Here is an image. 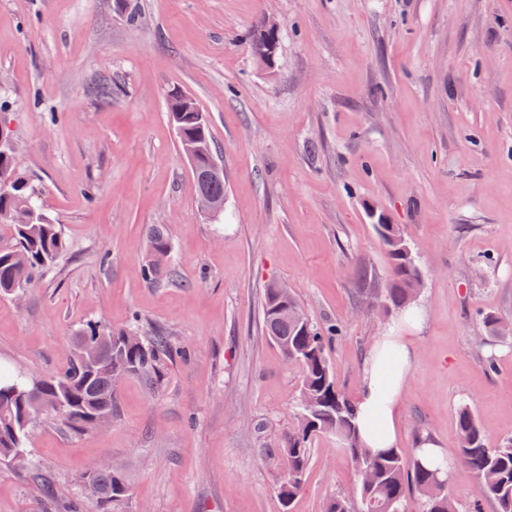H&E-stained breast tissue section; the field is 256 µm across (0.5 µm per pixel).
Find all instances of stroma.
<instances>
[{
    "instance_id": "1",
    "label": "stroma",
    "mask_w": 512,
    "mask_h": 512,
    "mask_svg": "<svg viewBox=\"0 0 512 512\" xmlns=\"http://www.w3.org/2000/svg\"><path fill=\"white\" fill-rule=\"evenodd\" d=\"M268 19L281 45L263 69L250 39ZM175 86L207 117L222 213L197 204ZM0 129L69 245L24 302L0 297V366L61 371L90 320L172 342L165 386L126 379L111 425H36L27 454L53 496L0 463V512H86L77 477L102 461L123 468L126 512H281L269 450L299 369L263 330L264 293L285 285L342 327L329 359L356 397L386 324L363 294L389 278L375 212L422 267L397 448L427 434L456 453L464 405L512 438V341L484 323H512V0H0ZM155 224L173 276L152 283ZM311 455L291 512L355 488L334 436Z\"/></svg>"
}]
</instances>
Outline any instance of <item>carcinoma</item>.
<instances>
[{"instance_id":"cac0c4a2","label":"carcinoma","mask_w":512,"mask_h":512,"mask_svg":"<svg viewBox=\"0 0 512 512\" xmlns=\"http://www.w3.org/2000/svg\"><path fill=\"white\" fill-rule=\"evenodd\" d=\"M168 117L176 127L181 146L194 151L199 171L209 170L217 157L209 126L195 99L175 89L167 98ZM199 197L224 203V173L196 181ZM0 224L10 226L9 241L0 243V296H17L31 287L68 250L60 225L37 201L26 179L14 170L13 153L0 151ZM390 261V279L383 289H368L372 307L385 312L401 309L422 285L420 267L397 224H380L376 230ZM146 277L157 281L169 274L163 260L171 252L168 231L151 228ZM263 323L267 335L279 346L284 359L301 369L300 398L295 423L288 428L275 453L283 460L276 492L282 509L302 491L311 461V444L331 434L342 445L358 474L354 495L330 499L325 512H406L407 492L417 493L423 512H458L452 484L438 472L421 468L413 457L397 448L375 452L358 437L353 401L337 386L327 349L335 333L323 332L283 285L266 289ZM171 352L166 336L149 339L115 329L102 320L89 321L77 332L71 364L46 376L0 374V460L26 465L25 443L36 421L51 417L72 433L84 435L114 416V394L127 376L144 379L151 389L165 382V358ZM460 446L455 458L456 477H474L482 483L496 512H512V438L492 443L470 408L457 416ZM81 481L90 489L95 506L121 512L130 488L116 467L89 466Z\"/></svg>"}]
</instances>
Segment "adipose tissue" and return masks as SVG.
Returning a JSON list of instances; mask_svg holds the SVG:
<instances>
[{
  "label": "adipose tissue",
  "mask_w": 512,
  "mask_h": 512,
  "mask_svg": "<svg viewBox=\"0 0 512 512\" xmlns=\"http://www.w3.org/2000/svg\"><path fill=\"white\" fill-rule=\"evenodd\" d=\"M423 320V308L411 304L386 326L369 351L355 401L359 437L365 447L378 451L396 443L404 386L414 362L410 339L401 330L408 322ZM391 356L396 359L392 366L387 363Z\"/></svg>",
  "instance_id": "ef3b65f1"
}]
</instances>
